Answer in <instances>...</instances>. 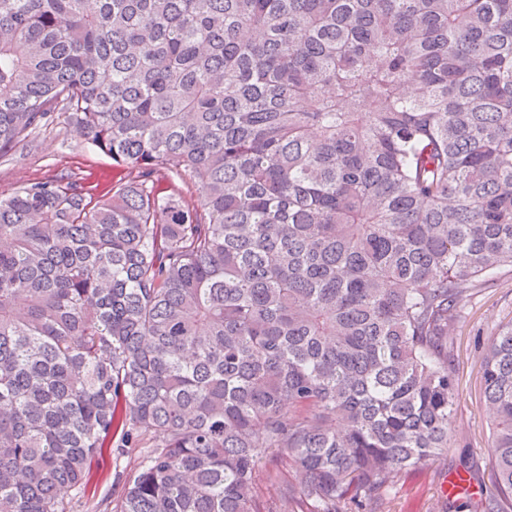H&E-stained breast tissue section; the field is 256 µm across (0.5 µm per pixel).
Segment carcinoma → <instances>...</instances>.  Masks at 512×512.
Segmentation results:
<instances>
[{
  "label": "carcinoma",
  "instance_id": "obj_1",
  "mask_svg": "<svg viewBox=\"0 0 512 512\" xmlns=\"http://www.w3.org/2000/svg\"><path fill=\"white\" fill-rule=\"evenodd\" d=\"M60 116L127 174L0 199V512H73L148 437L110 512H362L463 443L512 0H0V158ZM481 369L490 478L447 512H512V322ZM124 448L120 456H105L100 460L93 472L92 490L82 498L74 507V512H104V505H101V498L105 493L111 491L117 484L118 476L126 469L136 466L142 459L147 448ZM95 490V494L93 491ZM267 455L266 464L263 465V467L260 468L258 472V483L262 488L266 498L274 500L277 497L278 483L283 478L286 480H291L292 473H288L286 470H282L276 475L275 467L271 462V459L277 455V450L275 448L269 449Z\"/></svg>",
  "mask_w": 512,
  "mask_h": 512
}]
</instances>
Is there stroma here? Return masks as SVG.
<instances>
[{
  "label": "stroma",
  "instance_id": "1",
  "mask_svg": "<svg viewBox=\"0 0 512 512\" xmlns=\"http://www.w3.org/2000/svg\"><path fill=\"white\" fill-rule=\"evenodd\" d=\"M120 174L109 156L57 121L38 131L30 147L0 159V198L11 196L27 182L57 179L78 182L90 194L101 197L111 192ZM511 320L512 269L505 267L488 276L454 333L459 389L456 427L465 447L450 448L447 459L405 475L385 493L376 512H441V486L448 478L462 480L470 492H478L477 480L464 465L486 460L489 428L481 396V356L491 333ZM143 454V448H128L122 455L100 460L93 472L94 491L76 503L74 512H104L103 495L116 486L119 474L141 461Z\"/></svg>",
  "mask_w": 512,
  "mask_h": 512
}]
</instances>
